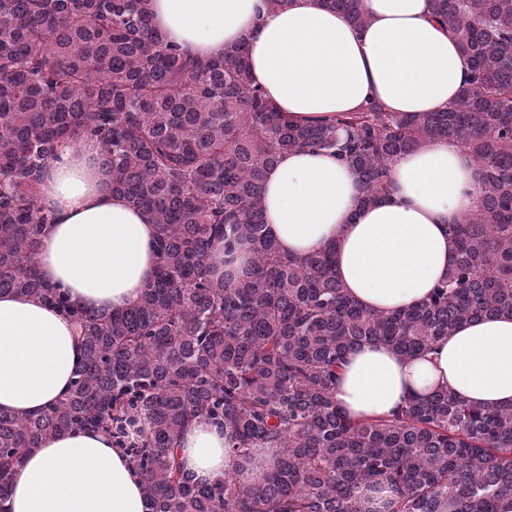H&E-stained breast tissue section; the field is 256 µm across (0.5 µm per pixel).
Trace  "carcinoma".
<instances>
[{"mask_svg": "<svg viewBox=\"0 0 512 512\" xmlns=\"http://www.w3.org/2000/svg\"><path fill=\"white\" fill-rule=\"evenodd\" d=\"M350 24L361 0H324ZM471 73L440 112L374 102L332 119L290 122L252 76L248 45L200 59L167 41L150 0H0V292L40 298L76 320L84 364L44 412H0V502L23 458L75 428L112 437L151 512H512V406L470 404L447 389L397 412L352 419L336 403L339 364L355 346L431 351L456 327L512 316V0H433ZM96 139L112 192L153 215L155 278L112 314L74 310L34 264L52 217L45 169ZM446 140L480 172L475 208L449 231L448 277L399 312H368L333 267L335 247L280 251L262 187L279 157L332 150L357 176L362 206L389 192L402 154ZM224 243V273L210 258ZM249 245L234 266L235 245ZM224 426L255 478L198 485L175 444L189 417Z\"/></svg>", "mask_w": 512, "mask_h": 512, "instance_id": "carcinoma-1", "label": "carcinoma"}]
</instances>
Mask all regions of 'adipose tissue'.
<instances>
[{"label":"adipose tissue","instance_id":"ef3b65f1","mask_svg":"<svg viewBox=\"0 0 512 512\" xmlns=\"http://www.w3.org/2000/svg\"><path fill=\"white\" fill-rule=\"evenodd\" d=\"M366 26L349 25L322 0H152L168 41L212 59L247 40L250 67L292 121L332 118L368 101L390 112L445 109L469 65L432 20V0H362ZM385 199L358 207L357 179L332 152L283 155L263 185L266 222L280 249L301 256L335 245V269L365 309L394 311L425 300L445 278L455 241L448 227L471 210L478 170L459 145L438 141L401 155ZM99 143L81 138L46 168L43 203L53 222L36 255L43 280L79 308L119 312L153 280L158 258L150 213L108 191ZM83 359L79 326L43 302L0 294V410L32 415L61 400ZM445 387L477 404L512 405V317L459 325L434 353L406 359L381 343L351 350L336 401L349 416L388 415ZM176 446L184 473L212 484L235 472L224 430L191 418ZM5 512H150L138 477L103 432L45 439L12 479Z\"/></svg>","mask_w":512,"mask_h":512}]
</instances>
